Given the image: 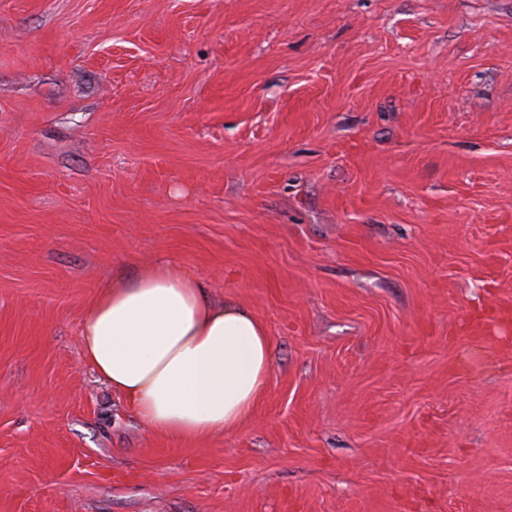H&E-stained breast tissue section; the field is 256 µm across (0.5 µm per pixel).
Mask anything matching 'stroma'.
<instances>
[{
	"mask_svg": "<svg viewBox=\"0 0 512 512\" xmlns=\"http://www.w3.org/2000/svg\"><path fill=\"white\" fill-rule=\"evenodd\" d=\"M162 259L270 330L235 430L82 359ZM0 512H512V0H0Z\"/></svg>",
	"mask_w": 512,
	"mask_h": 512,
	"instance_id": "obj_1",
	"label": "stroma"
}]
</instances>
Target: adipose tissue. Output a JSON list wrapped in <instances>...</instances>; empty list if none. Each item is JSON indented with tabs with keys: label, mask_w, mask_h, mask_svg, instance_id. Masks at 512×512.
<instances>
[{
	"label": "adipose tissue",
	"mask_w": 512,
	"mask_h": 512,
	"mask_svg": "<svg viewBox=\"0 0 512 512\" xmlns=\"http://www.w3.org/2000/svg\"><path fill=\"white\" fill-rule=\"evenodd\" d=\"M82 356L154 431L198 440L248 421L266 391L272 336L248 309L207 298L175 260L116 277L87 305Z\"/></svg>",
	"instance_id": "obj_1"
}]
</instances>
